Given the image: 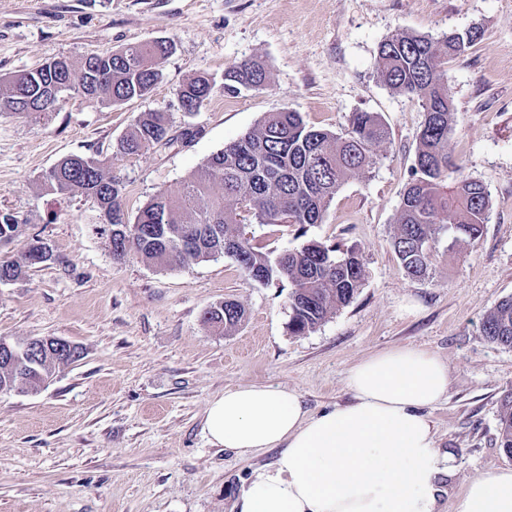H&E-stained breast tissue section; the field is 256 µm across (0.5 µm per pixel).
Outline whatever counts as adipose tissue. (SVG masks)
I'll list each match as a JSON object with an SVG mask.
<instances>
[{"label":"adipose tissue","instance_id":"1","mask_svg":"<svg viewBox=\"0 0 512 512\" xmlns=\"http://www.w3.org/2000/svg\"><path fill=\"white\" fill-rule=\"evenodd\" d=\"M350 403L308 414L278 385L225 390L207 410L211 443L248 454L277 450L238 499V512H436L452 458L425 413L448 392V366L430 351L394 347L351 369ZM455 512H512V468L471 478Z\"/></svg>","mask_w":512,"mask_h":512}]
</instances>
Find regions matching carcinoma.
Listing matches in <instances>:
<instances>
[{
	"mask_svg": "<svg viewBox=\"0 0 512 512\" xmlns=\"http://www.w3.org/2000/svg\"><path fill=\"white\" fill-rule=\"evenodd\" d=\"M481 38L471 29L435 39L398 31L378 49L377 79L387 88L415 97L425 120L416 137L412 178L401 198L393 240L400 263L412 278L431 272L432 250L446 235L452 244L482 234L490 211V194L478 179L463 175L448 155V134L455 123L453 100L442 65ZM174 50L168 40L152 39L115 50L91 54L74 66L55 59L31 71L17 72L0 82V112L45 115L48 89L75 91L107 107L148 95L162 79L160 63ZM269 74L256 60H244L224 74V88L235 93L267 86ZM214 84L198 77L182 86L177 97L183 110H200L212 97ZM389 131L378 114L357 112L343 135L307 125L300 113L283 108L267 112L240 139L212 154L174 190L161 191L126 216L122 181L107 173L108 160L70 155L42 176L44 185L63 196L93 197L112 209V223L96 224L97 233L112 242V259L134 252L142 260L169 269H184L221 254L232 258L251 279L268 285L287 280L292 334L313 332L334 310L351 302L363 283V262L354 249L340 250L310 240L299 248L276 252L255 242L247 231L260 226L297 225L299 230L322 223L340 186L353 175H366L376 163V147ZM172 141L162 112H145L132 131L116 144V153L134 156ZM16 215L0 210V239L21 234ZM50 245L33 238L20 259L0 260V282L27 276L30 268L55 262ZM236 302L220 301L208 309L204 324L224 334L244 321ZM481 330L493 344L512 348V297L500 300L486 315ZM15 343L14 359H0V395L41 382V371L67 365L81 357L80 348L52 337L34 357ZM500 447L512 456V391L501 399Z\"/></svg>",
	"mask_w": 512,
	"mask_h": 512,
	"instance_id": "carcinoma-1",
	"label": "carcinoma"
}]
</instances>
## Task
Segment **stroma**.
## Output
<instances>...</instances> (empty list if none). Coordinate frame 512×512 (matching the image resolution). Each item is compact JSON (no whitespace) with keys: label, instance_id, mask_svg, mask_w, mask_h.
<instances>
[{"label":"stroma","instance_id":"obj_1","mask_svg":"<svg viewBox=\"0 0 512 512\" xmlns=\"http://www.w3.org/2000/svg\"><path fill=\"white\" fill-rule=\"evenodd\" d=\"M474 27L481 40L443 67L457 114L448 152L487 187L489 220L474 241L452 249L440 240L431 277L413 279L393 237L425 115L416 98L377 80L378 47L398 30L441 38ZM154 38L175 49L143 98L106 107L68 91L46 116L0 112V209L24 222L0 258L20 257L35 235L57 257L0 284V336H56L82 349L38 391L0 395V512H234L277 452L212 444L204 420L213 399L237 386L280 385L316 414L351 401L347 377L357 363L403 346L448 365V393L427 415L438 448L453 458L437 509L454 512L473 476L512 467L499 446L512 349L481 331L487 313L512 296V0H0V76ZM251 58L265 62L269 84L225 91V71ZM199 76L215 93L184 113L177 90ZM284 107L340 135L356 112L378 113L389 129L369 176L348 178L322 223L307 230L355 248L364 280L348 305L305 335L288 332L289 283L255 282L228 257L188 269L134 254L113 261L92 230L96 201L42 184L63 157H111L132 217ZM143 112L168 113L171 144L114 155ZM223 300L245 310L228 335L202 322ZM410 302L415 312L406 311Z\"/></svg>","mask_w":512,"mask_h":512}]
</instances>
